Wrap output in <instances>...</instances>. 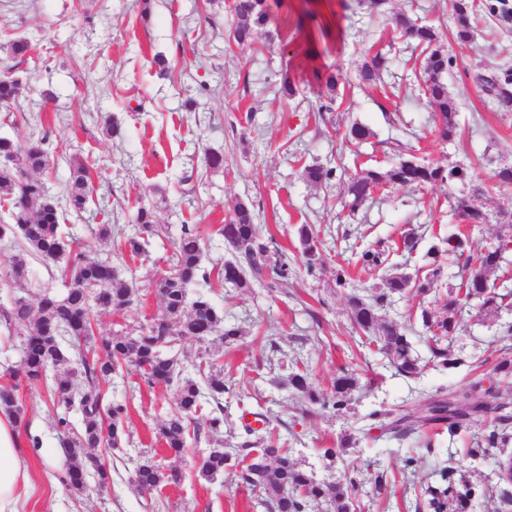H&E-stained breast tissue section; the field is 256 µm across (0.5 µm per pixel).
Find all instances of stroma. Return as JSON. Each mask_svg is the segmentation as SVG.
<instances>
[{
  "mask_svg": "<svg viewBox=\"0 0 512 512\" xmlns=\"http://www.w3.org/2000/svg\"><path fill=\"white\" fill-rule=\"evenodd\" d=\"M280 2L275 16L288 41L270 45L261 38L241 47L228 40L226 0H155L147 18L140 0H0V43L22 35L33 48L17 69L19 109L0 111V136L24 142L49 134L55 164L42 178L59 198L71 184L75 162L94 167V203L82 217L68 221L91 256L111 259L115 244L132 228L138 203L156 204L164 234L149 239L146 257L120 268L121 276L136 284L139 301L126 311L99 316L98 332L104 336L162 315L155 281L168 265L171 242L182 225H199L206 238L204 264L210 267L224 260L217 231L235 202L245 196L254 201L262 235L286 251L294 272L284 288L241 290L212 282L211 297L223 309L225 322L243 331L237 342L220 346L216 357L225 380L233 384L224 397L233 435H240L260 412L294 459L317 478L341 479L345 464L353 463L356 512H418L426 488L440 484V471L448 465L466 472L477 489L493 487L496 461L512 453V441L473 461L461 453L470 442L468 432L452 437L435 428L431 449H416L410 463L406 443L358 427L360 417L379 405L419 404L421 395L464 385L477 374H490L491 363L512 358V308L470 310L455 343L464 365L449 371L427 368L420 377L407 379L380 354L359 345L349 318L351 289L337 285L336 272L355 253L382 242L395 247L394 262L412 274L427 249L442 245L449 234L469 230L476 254L506 233V226L492 222L471 229L452 217L449 195L469 190L458 183L422 191L387 188L350 216L338 203L342 183L313 186L304 169L340 163L352 175L367 165L388 163L399 150L444 166L465 164L484 180L512 164V112L503 111L470 78L478 67H512V34H502L481 14L470 47L449 43L454 62L448 90L461 108L457 134L444 142L435 133L432 109L413 89V63L402 46L388 53L384 89L355 86L371 46L388 26L384 18L369 17L358 0H347L341 12L343 38L322 58L340 66L349 84L339 88L334 111L317 114L319 89L293 61L300 44L291 35L307 11L328 15V0ZM389 8L443 33L452 31L450 0H391ZM157 54L167 58L169 77H159L153 67ZM287 75L299 89L290 101L278 93ZM112 118L121 125L120 136L113 138L103 130ZM356 120L375 134L373 142L357 149L342 139ZM208 149L223 153V169L206 168ZM100 224L111 225L110 244L93 236ZM302 224L312 225L321 242L322 265L312 274L300 253L297 228ZM411 231L421 241L410 253L400 243ZM15 254L14 248L0 245V310L19 294L35 297L44 286L63 292L59 275L35 258L29 261L28 288L9 287L6 274ZM297 358L306 362L308 381L318 390L330 389L340 370L357 373L360 385L347 412L309 414L308 402L284 385ZM138 381L131 368L105 387L106 399L128 407L130 438L121 448L100 451L112 475L107 490L92 480L77 497L63 484L68 459L46 389L19 388L29 428L42 439L36 450L19 446L31 481L24 512H263L232 474L214 482L197 479V447L180 457L179 484L149 493L131 484L140 458L169 459L157 428L163 406L174 400L173 389H141ZM351 432L356 435L353 447L334 464L323 461L320 449L339 447Z\"/></svg>",
  "mask_w": 512,
  "mask_h": 512,
  "instance_id": "obj_1",
  "label": "stroma"
}]
</instances>
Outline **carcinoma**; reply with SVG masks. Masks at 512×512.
Instances as JSON below:
<instances>
[{"mask_svg": "<svg viewBox=\"0 0 512 512\" xmlns=\"http://www.w3.org/2000/svg\"><path fill=\"white\" fill-rule=\"evenodd\" d=\"M484 13L502 31L512 30V3L506 0H453L454 41L465 47L474 42L473 20ZM273 10L270 0H235L231 14L229 37L239 46H251L259 37L271 43L280 37V31L270 29ZM399 38L416 54L415 78L418 95L426 98L439 123V136L453 138L457 130L460 107L448 92L444 75L452 67L448 57L446 37L437 27L419 24L406 13L391 16ZM303 46L300 53L308 60L317 55L309 45L330 38L329 25L318 23L305 29L298 26ZM6 55L19 64L31 52L29 41L15 36L6 43ZM387 67L386 54L376 51L358 71L361 85L383 82ZM313 80L322 92L320 112L332 111L338 89L344 82L340 68L327 65L312 67ZM481 89L499 99L500 106L512 109V68H496L476 77ZM22 82L0 80V110L9 111L18 105ZM374 136L372 130L360 123L347 125L344 139L360 144ZM0 158L10 160L0 165V243L19 245L47 266L62 265L66 292L59 296L51 288H43L31 302L18 297L12 306L0 311L5 327L23 336L22 359L18 368L7 369L9 381L0 385V410L10 415L17 428L24 430L29 447H42L39 436L29 430L26 409L17 397L18 388L51 386L52 404L56 413L55 428L70 460L63 483L73 495L83 493L88 477L95 476L98 487L105 488L112 480L108 462L95 453V449L120 448L125 439L127 406L120 402H107L100 384L107 383L122 368L133 367L148 388L175 387V400L170 411L160 420L159 437L166 448L178 457L184 448L203 441L217 445L205 455L196 467V478L213 482L232 471L238 480L257 498L267 512H309L311 504H324L327 512H352L351 490L356 479L345 481L318 480L300 467L289 449L280 446L272 431L258 436L251 428H244L239 440L224 444V394L231 385L224 380V368L214 360L201 366L191 375L179 365L173 352L186 343L204 347L212 342L232 344L241 337L239 327L224 322V311L206 293L189 296L190 284L208 282L211 275L238 289L252 287L253 283L269 282L283 286L292 274L288 256L282 252L273 237L261 235L256 223L257 213L249 197L237 200L227 220L219 228L228 258L216 269L203 266L204 241L194 226H182L180 236L172 243L168 270L156 282L164 306V315L128 333L115 332L100 338L93 345L95 325L93 310L105 313L123 312L138 301L137 287L120 277L118 268L127 260L145 254L147 238L158 233V215L154 206L137 207L133 233L126 236L125 248L115 253L116 262L99 260L72 235L61 221L67 214H82L88 207L93 190L92 173L86 165L73 169V179L65 203L49 195L39 174L50 169L54 157L47 135L21 145L9 138H0ZM343 167L322 164L305 168V179L319 186H329ZM472 181L470 169L444 167L415 155H400L387 166H373L349 177L345 196L339 200L342 208L355 213L379 187L393 185L422 190L436 184ZM498 189L512 187V165H505L490 178ZM488 191L482 182L472 185L471 193L453 198L452 215L469 222H489L490 215L482 210L478 200ZM301 255L307 271L319 266V240L312 227L301 225L298 230ZM470 246L469 237L460 232L448 236L445 253L457 259L465 257ZM512 249V238H498L484 248L476 258L466 257V274L460 283L448 287L441 308L443 313L426 309L409 313L408 319L421 322L429 333V362L434 367L455 369L464 359L452 349L458 324L463 312L472 304L482 310H498L512 306V289L496 288L489 283V274L501 265L504 254ZM424 276L413 277L399 271L396 263H389L386 249H368L361 253L362 265L382 269V287H360L349 295L351 322L359 333L361 346L383 354L396 371L404 377L420 373L419 358L413 355L412 342L403 324L381 319L380 311L391 304V297L412 288L420 294L437 292L447 276V266L438 260V251L430 250ZM358 379L349 370L336 376L329 391H316L308 383V369L295 367L288 374V387L300 393L312 406L322 410L341 412L348 409ZM477 395L488 400L479 405V412L489 416L493 429L474 439L465 451L466 457L476 460L491 448L505 445L512 430V406L498 401L497 393L484 387L483 380L472 381L460 390L448 391L441 400L440 414L420 420L401 406L380 407L366 418L377 422L376 428L392 439L405 441L430 423H442L448 433L455 434L476 422L473 411L452 407V401ZM212 406L204 420H199L204 406ZM80 414V427H74L71 412ZM502 471L496 481L494 493L506 503L512 499V455L499 458ZM183 473L174 465H162L154 458H145L132 472L130 482L138 489L150 492L164 485L178 484ZM445 485L428 490L427 507L430 512H467L474 486L464 477L455 478V471L447 469L441 475Z\"/></svg>", "mask_w": 512, "mask_h": 512, "instance_id": "obj_1", "label": "carcinoma"}]
</instances>
